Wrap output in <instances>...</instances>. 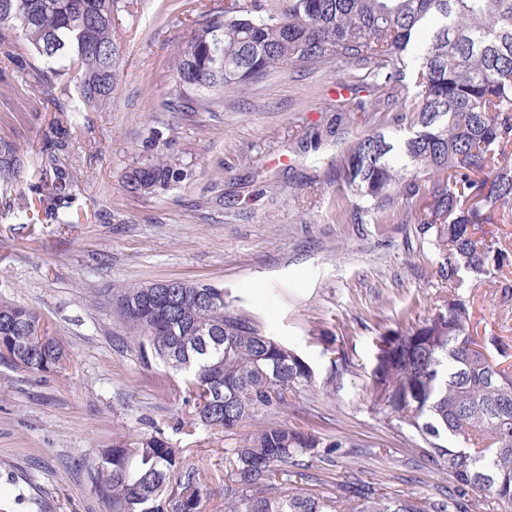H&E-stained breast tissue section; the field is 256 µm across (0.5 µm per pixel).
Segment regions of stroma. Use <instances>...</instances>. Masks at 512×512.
Masks as SVG:
<instances>
[{"instance_id": "stroma-1", "label": "stroma", "mask_w": 512, "mask_h": 512, "mask_svg": "<svg viewBox=\"0 0 512 512\" xmlns=\"http://www.w3.org/2000/svg\"><path fill=\"white\" fill-rule=\"evenodd\" d=\"M112 38L119 76L108 108L83 113L71 130L76 177L70 223L40 224L14 200L18 178L0 187V300L48 323L66 355L63 370L31 373L0 358V512H104L89 474L115 437L162 431L190 461L218 475L204 508L224 512L225 455L266 423L333 436L331 460L312 456L301 487L338 493L366 483L391 494L432 498L453 480L422 441L372 407L381 334L422 321L448 296L443 257L404 202L387 224L336 221L353 192L336 185L339 156L358 137L393 130L391 112H358L363 91L349 72L289 67L224 97L220 112H165L176 90L174 59L188 37L170 14L197 16L224 0H128ZM57 112L46 90L0 81V137L37 165ZM177 151L190 179L154 197L124 191L121 178L149 142ZM186 279L222 288L232 309L300 354L311 387L290 393L276 414L230 432L188 429L193 406L147 361L121 315V288ZM512 265L468 280L474 334L512 365ZM499 338L492 346L490 338Z\"/></svg>"}]
</instances>
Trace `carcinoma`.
<instances>
[{"instance_id":"cac0c4a2","label":"carcinoma","mask_w":512,"mask_h":512,"mask_svg":"<svg viewBox=\"0 0 512 512\" xmlns=\"http://www.w3.org/2000/svg\"><path fill=\"white\" fill-rule=\"evenodd\" d=\"M119 0H0V53L15 72L75 93L69 113L44 132L38 175L19 197H36L42 222L61 224L75 199L68 124L112 101ZM25 45L27 55L13 54ZM361 66L371 92L388 89L407 129L376 132L340 156L337 178L358 198L356 213L391 218L402 200L410 220L442 254L448 299L432 316L379 338L373 405L428 445L454 479L452 492L422 506L360 484L339 496L291 483L292 467L318 448L343 443L270 424L228 451L235 496L224 512H475L491 497L512 512V370L492 361L471 332L465 277H491L507 263L498 241L478 234L512 210V0H224V12L195 20L175 59L177 93L167 112H217L224 94L290 65ZM28 160L0 137V186ZM192 175L174 155L151 153L123 187L154 196ZM121 310L142 352L178 377L193 397L196 423L234 430L286 406L311 386L312 368L253 320L229 309L224 289L178 279L121 290ZM0 355L31 373L64 368L48 328L33 311L0 302ZM91 482L107 512H203L209 476L157 432L102 451Z\"/></svg>"}]
</instances>
